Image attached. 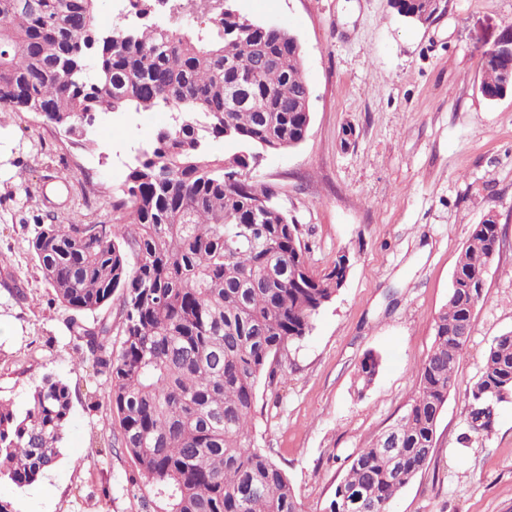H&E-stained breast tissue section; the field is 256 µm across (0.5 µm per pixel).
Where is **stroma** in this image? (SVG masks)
<instances>
[{
    "label": "stroma",
    "mask_w": 512,
    "mask_h": 512,
    "mask_svg": "<svg viewBox=\"0 0 512 512\" xmlns=\"http://www.w3.org/2000/svg\"><path fill=\"white\" fill-rule=\"evenodd\" d=\"M248 17L298 38L311 120L295 148L264 153L255 181L298 224L315 274L339 253L343 288L261 379L252 440L287 472L297 498L323 512L353 457L399 419L418 387L460 251L496 215L503 243L437 425L426 469L391 512H512V402L490 433L469 435L465 389L494 336L512 331V97L480 91V62L512 0H448L432 24H408L390 0H236ZM97 118L88 150L27 112L0 114V397L24 406L44 376L67 382L73 408L63 457L35 484L0 482L18 512H145L148 486L126 481L133 459L107 443L120 429L109 385L76 361L70 310L28 248L36 224H109L125 167L160 128L161 112ZM353 129L344 140V129ZM68 169L69 179L58 176ZM381 358L359 391L365 352ZM94 394L96 406L86 396Z\"/></svg>",
    "instance_id": "stroma-1"
}]
</instances>
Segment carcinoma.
<instances>
[{"instance_id": "obj_1", "label": "carcinoma", "mask_w": 512, "mask_h": 512, "mask_svg": "<svg viewBox=\"0 0 512 512\" xmlns=\"http://www.w3.org/2000/svg\"><path fill=\"white\" fill-rule=\"evenodd\" d=\"M35 11L0 0V112L39 108L87 150V119L109 112L173 110L138 151L113 224H38L28 247L54 299L86 315L68 331L75 352L110 383L121 447L166 512H307L286 471L253 446L257 385L346 279L347 254L323 275L308 265L298 225L253 180L262 154L294 148L309 124V86L297 37L256 22L231 0L203 30L145 24L127 38L97 41V0H36ZM407 21L436 18L431 0H391ZM512 58L481 68L489 101L512 95L502 73ZM222 138L237 151L209 153ZM500 247L489 215L472 227L418 389L385 434L361 450L336 485L328 512H390L398 492L428 465L439 415L473 328L489 255ZM122 341L112 347V304ZM380 357L366 352L358 391ZM512 400V331L489 345L469 387L466 415L490 432ZM72 411L69 385L46 376L20 410L0 401V479L22 488L62 456Z\"/></svg>"}]
</instances>
